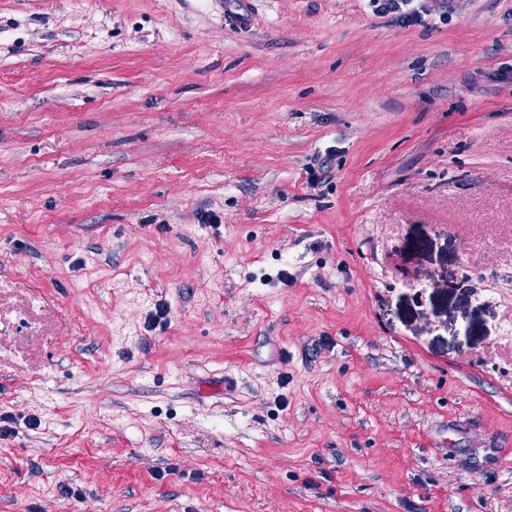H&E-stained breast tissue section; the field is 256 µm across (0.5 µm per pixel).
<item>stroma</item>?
Segmentation results:
<instances>
[{"mask_svg": "<svg viewBox=\"0 0 512 512\" xmlns=\"http://www.w3.org/2000/svg\"><path fill=\"white\" fill-rule=\"evenodd\" d=\"M224 2L0 0V512H512V0ZM253 0H234L227 3L224 10V24L241 30H249L254 26L255 14ZM373 11L382 16H392L403 25L421 21L422 11L412 5L413 0H370Z\"/></svg>", "mask_w": 512, "mask_h": 512, "instance_id": "35a3bbf8", "label": "stroma"}]
</instances>
